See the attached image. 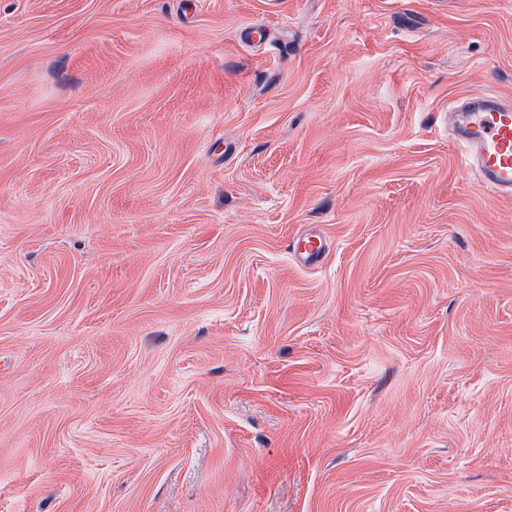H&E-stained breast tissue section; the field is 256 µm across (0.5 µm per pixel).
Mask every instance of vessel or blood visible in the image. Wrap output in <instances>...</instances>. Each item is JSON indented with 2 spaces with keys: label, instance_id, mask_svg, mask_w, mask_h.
<instances>
[{
  "label": "vessel or blood",
  "instance_id": "b4317fda",
  "mask_svg": "<svg viewBox=\"0 0 512 512\" xmlns=\"http://www.w3.org/2000/svg\"><path fill=\"white\" fill-rule=\"evenodd\" d=\"M454 138L480 183L500 196H512V100L493 93L462 98L448 114ZM290 250L307 266L320 265L326 248L319 236L293 240Z\"/></svg>",
  "mask_w": 512,
  "mask_h": 512
}]
</instances>
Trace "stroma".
Returning a JSON list of instances; mask_svg holds the SVG:
<instances>
[{"instance_id": "1", "label": "stroma", "mask_w": 512, "mask_h": 512, "mask_svg": "<svg viewBox=\"0 0 512 512\" xmlns=\"http://www.w3.org/2000/svg\"><path fill=\"white\" fill-rule=\"evenodd\" d=\"M484 90L512 0H0V512H512ZM465 161L480 183L499 196H512V100L493 93L462 98L445 115ZM289 246L290 251L293 252L305 266H319L326 256L325 244L323 240L316 235H302L293 240Z\"/></svg>"}]
</instances>
